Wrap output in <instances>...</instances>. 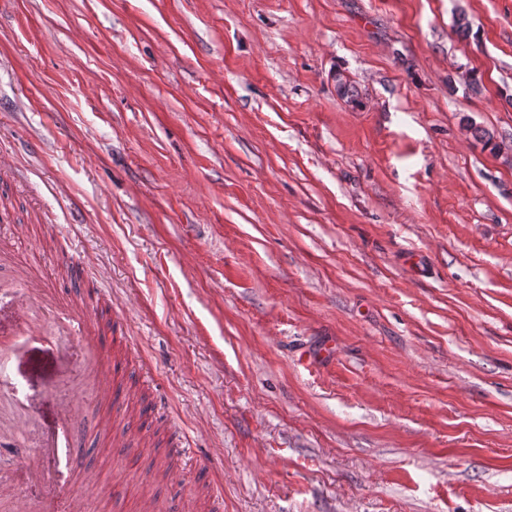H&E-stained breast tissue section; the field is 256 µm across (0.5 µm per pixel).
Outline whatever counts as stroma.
<instances>
[{"mask_svg":"<svg viewBox=\"0 0 512 512\" xmlns=\"http://www.w3.org/2000/svg\"><path fill=\"white\" fill-rule=\"evenodd\" d=\"M0 156L121 352L87 512H512V0H0ZM56 344L0 321L46 421Z\"/></svg>","mask_w":512,"mask_h":512,"instance_id":"1","label":"stroma"}]
</instances>
